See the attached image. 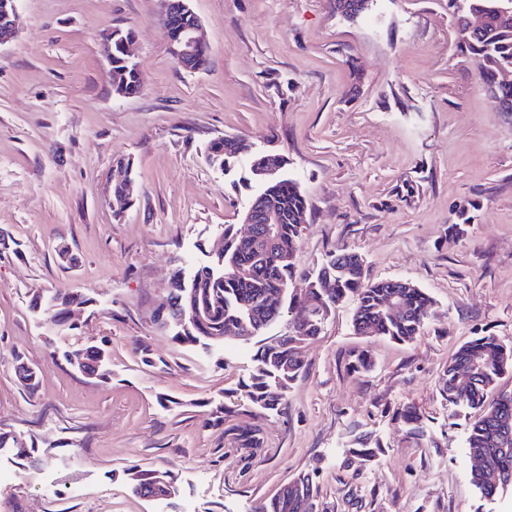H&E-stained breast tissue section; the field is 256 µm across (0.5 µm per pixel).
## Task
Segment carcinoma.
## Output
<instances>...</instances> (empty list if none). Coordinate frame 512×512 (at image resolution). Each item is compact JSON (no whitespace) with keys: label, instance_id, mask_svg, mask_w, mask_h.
Here are the masks:
<instances>
[{"label":"carcinoma","instance_id":"obj_1","mask_svg":"<svg viewBox=\"0 0 512 512\" xmlns=\"http://www.w3.org/2000/svg\"><path fill=\"white\" fill-rule=\"evenodd\" d=\"M456 16L460 42L476 55L483 70L494 107L512 112V81L503 80L512 73V0H449ZM129 30L113 29L112 88L123 97L140 92L142 81L137 64L127 60L122 49ZM206 159L213 167L228 169L237 162L248 164L258 185L253 200L255 213L273 212L278 224L273 237L258 233L244 241L222 230L224 248L208 266L198 268L182 280L174 276L162 307L163 321L182 325L175 339L183 344H199L205 340H225L236 336L252 338L274 323L288 309L292 327L288 335L266 344L254 355V370L243 384L249 406L257 411L274 410L285 400L290 382L302 368L304 344L318 336L336 305L352 298L356 302L352 319L353 331L363 337H389L406 342L417 336L426 320L435 312L434 300L422 288L402 280L367 282L363 277L364 259L354 252L329 253L315 273L317 278L331 279L329 290L312 289L316 303L304 314L293 287L294 256L305 223L308 202L298 183L282 177L268 180L266 168L284 161L272 154L259 153L245 140L224 136L212 140ZM136 184L132 167L118 161L112 166L114 196H130ZM396 299L401 310L388 306ZM67 293L49 298L44 311L54 321L66 320ZM70 360L84 373L107 378L106 350L98 346L79 349ZM512 367V347L493 335L476 336L462 344L443 371L442 392L448 401L479 411L466 438L469 456L485 460L486 466L474 469L471 480L486 499H494L504 490H512V394H501L488 400L497 379ZM403 421L411 433L425 436L420 416L409 406L401 408ZM166 471L133 468L131 491L137 497L151 493L159 477ZM317 488L304 474L288 483L276 496L254 508V512H317Z\"/></svg>","mask_w":512,"mask_h":512}]
</instances>
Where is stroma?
Returning a JSON list of instances; mask_svg holds the SVG:
<instances>
[{
  "label": "stroma",
  "mask_w": 512,
  "mask_h": 512,
  "mask_svg": "<svg viewBox=\"0 0 512 512\" xmlns=\"http://www.w3.org/2000/svg\"><path fill=\"white\" fill-rule=\"evenodd\" d=\"M328 2L191 0L210 43L191 72L169 52L159 0H18L19 33L0 46V432L32 455L0 450V512H252L304 473L319 512H512L511 494L481 502L465 455L475 412L440 391L465 341L512 346V115L461 50L448 0H370L350 18ZM116 27L135 34L132 97L113 92L100 50ZM221 136L285 159L306 196L297 276L345 250L366 281L435 300L405 343L355 335V304L341 303L285 404L261 415L241 410V383L288 317L207 346L154 318L175 271L209 264L221 226L244 228L257 185L246 164L207 163ZM120 160L140 186L122 210ZM58 290L87 300L75 325L31 307ZM99 344L104 381L65 358ZM362 351L366 372L352 367ZM222 402L238 411L212 426ZM405 405L424 438L397 417ZM253 428L261 447H242ZM361 435L373 461L350 454ZM133 465L170 471L177 495L134 496Z\"/></svg>",
  "instance_id": "obj_1"
}]
</instances>
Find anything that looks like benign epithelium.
<instances>
[{
  "mask_svg": "<svg viewBox=\"0 0 512 512\" xmlns=\"http://www.w3.org/2000/svg\"><path fill=\"white\" fill-rule=\"evenodd\" d=\"M18 0H0V46L19 32ZM162 24L170 53L184 70L196 71L207 61L209 43L201 19L190 7V0H161Z\"/></svg>",
  "mask_w": 512,
  "mask_h": 512,
  "instance_id": "obj_1",
  "label": "benign epithelium"
}]
</instances>
